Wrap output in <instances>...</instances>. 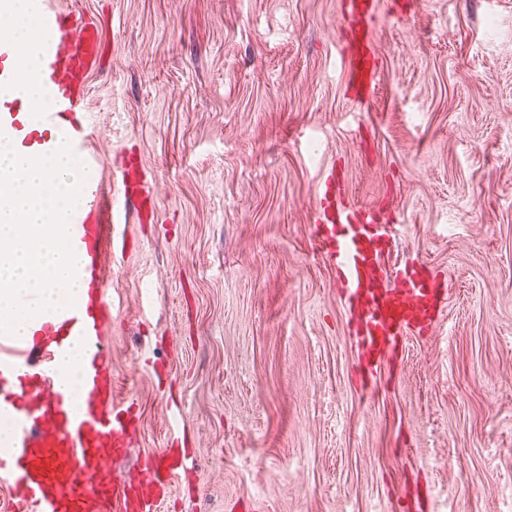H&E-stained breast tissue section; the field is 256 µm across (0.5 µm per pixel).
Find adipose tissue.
Here are the masks:
<instances>
[{
	"mask_svg": "<svg viewBox=\"0 0 512 512\" xmlns=\"http://www.w3.org/2000/svg\"><path fill=\"white\" fill-rule=\"evenodd\" d=\"M0 14L12 20L11 25L0 28V40L15 43L19 47L13 62L17 75L14 93L25 104H41L42 96L36 74L42 33L37 24L36 0H0Z\"/></svg>",
	"mask_w": 512,
	"mask_h": 512,
	"instance_id": "adipose-tissue-1",
	"label": "adipose tissue"
}]
</instances>
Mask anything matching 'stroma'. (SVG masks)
Segmentation results:
<instances>
[{"label": "stroma", "mask_w": 512, "mask_h": 512, "mask_svg": "<svg viewBox=\"0 0 512 512\" xmlns=\"http://www.w3.org/2000/svg\"><path fill=\"white\" fill-rule=\"evenodd\" d=\"M104 24L88 112L113 180L143 159L159 218L109 266L112 381L192 462L164 512H512V0H383L368 103L346 88L342 0H57ZM396 225L391 261L446 280L435 331L361 394L314 190Z\"/></svg>", "instance_id": "stroma-1"}]
</instances>
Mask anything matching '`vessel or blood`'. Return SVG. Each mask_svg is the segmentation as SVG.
Here are the masks:
<instances>
[{
	"label": "vessel or blood",
	"mask_w": 512,
	"mask_h": 512,
	"mask_svg": "<svg viewBox=\"0 0 512 512\" xmlns=\"http://www.w3.org/2000/svg\"><path fill=\"white\" fill-rule=\"evenodd\" d=\"M379 0H343L345 78L355 102L367 99L378 78L372 23ZM44 34L38 77L44 104L22 105L8 90L17 50L0 42V133L20 147L49 153L69 141L84 168L99 166L87 110L88 80L104 63L101 25L41 0ZM153 219L158 204L137 157L128 158L113 181L83 187L69 235L85 263L87 291L77 303L37 320L28 340L0 336V413L13 431L0 444V491L6 512H158L179 476V459L164 448L133 476L108 466L128 453L125 407L112 389V353L106 343L112 302L106 278L109 259L125 254L130 241L116 228L128 207ZM314 253L336 272V286L356 340L357 364L375 376L398 356L401 340L430 333L441 319L448 290L415 265L388 266L397 246L392 224L378 207L357 206L343 195L336 174L316 186ZM86 348L84 391L72 401L56 386L57 360L69 336Z\"/></svg>",
	"instance_id": "b4317fda"
}]
</instances>
